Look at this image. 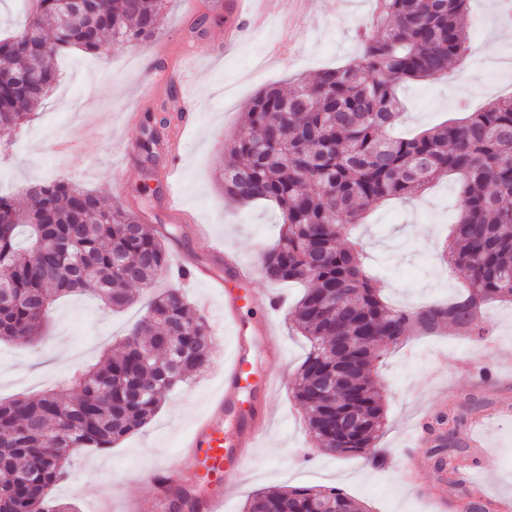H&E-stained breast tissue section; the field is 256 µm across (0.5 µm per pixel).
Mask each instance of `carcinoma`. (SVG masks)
Instances as JSON below:
<instances>
[{
    "mask_svg": "<svg viewBox=\"0 0 512 512\" xmlns=\"http://www.w3.org/2000/svg\"><path fill=\"white\" fill-rule=\"evenodd\" d=\"M470 0H376L358 55L284 94L258 92L248 103L247 134L225 147L224 196L270 202L281 212L278 241L261 251L273 282H305L293 310L309 349L293 387L319 450L382 464L375 448L384 426L373 377L390 347L411 334L448 326L485 336L482 307L512 302V96L412 138L390 137L397 88L434 80L469 50L463 17ZM59 0H30L24 23L0 38V71H31L33 91L0 95V129L13 133L41 108L57 81L49 57L73 48L102 52L105 39H154L165 0H97L92 18L63 25ZM168 109L147 117L140 144L149 158L163 143ZM459 179V214L444 248L464 271L462 291L446 303L395 308L363 264L351 227L392 198L419 196L443 175ZM26 210L0 194V341L41 339L54 304L90 294L112 309L134 301L133 286L153 288L169 269L158 230L93 192L65 181H39ZM210 362L209 327L177 288L157 294L129 333L76 376L77 394L50 390L0 402V512H72L51 499L68 474L72 449L110 448L144 428L174 388ZM345 387L329 399L325 377ZM462 418L427 425L437 448V479L458 469ZM243 512H360L337 487L259 490Z\"/></svg>",
    "mask_w": 512,
    "mask_h": 512,
    "instance_id": "1",
    "label": "carcinoma"
}]
</instances>
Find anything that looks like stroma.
Here are the masks:
<instances>
[{"mask_svg": "<svg viewBox=\"0 0 512 512\" xmlns=\"http://www.w3.org/2000/svg\"><path fill=\"white\" fill-rule=\"evenodd\" d=\"M215 0H166L162 29L155 40L109 46L99 54L72 50L55 64L60 79L41 109L10 137L0 138V192L28 203L36 179H64L94 191L110 206L138 215L143 223L175 228L168 251L182 250L190 263L223 274L224 264L196 242L197 225L246 265L255 266L253 294L283 296L276 317L279 359L257 355L256 366L277 377L280 386L269 399L273 420L264 428L259 448L246 468L236 498L227 512H242L251 493L291 486H335L360 501L367 512H434L435 505L419 487L401 481L395 461L411 455L422 469V484L433 485V441L423 437L410 447L407 431L438 413L464 414L475 399L488 419L481 436L463 424L466 444H478L482 458L475 476L488 499L512 500V304L492 303L480 319L489 331L485 341L446 330L432 336L410 335L377 369L385 404L384 428L377 440L392 464L375 468L356 456L308 455L315 441L302 408L292 395L293 381L308 343L291 328L288 314L300 290L276 284L260 272L258 245L275 242L281 215L270 203L241 206L224 197L220 182L224 148L243 134V109L265 87L291 90L318 70L338 67L360 50L358 34L375 0H311L308 11L285 18L279 0H260L266 15L262 28H242L225 46L227 21ZM496 0H471L465 23L468 56L446 77L403 86L404 116L400 133L412 134L476 111L490 98L512 95V71L490 68L492 58H512V24L497 41H489L488 20ZM212 48L210 58L191 55L195 43ZM197 108L194 127L172 122L168 137L184 143L181 164L171 170L168 156L147 163L139 147L143 122H130L138 111L137 91L154 83L158 102L168 101L169 82ZM71 140L65 154L52 151L53 141ZM175 189L184 215L169 210L168 189ZM457 185L441 179L412 199H393L370 212L355 229L367 244L366 266L377 274L383 294L393 304L414 308L456 296L463 272H451L441 257L456 216ZM188 303L207 317L211 361L202 376L189 381L162 402L151 423L107 450L76 451L67 476L52 497L76 512H135L155 497V465L179 452L181 442L207 410L223 384L224 360L235 336L223 321L224 301L205 281L182 286ZM151 297L137 290L133 304L112 314L89 297L56 304L50 323L35 345L0 342V401L35 397L43 390L71 386L76 370L96 363L112 341L139 318Z\"/></svg>", "mask_w": 512, "mask_h": 512, "instance_id": "obj_1", "label": "stroma"}]
</instances>
